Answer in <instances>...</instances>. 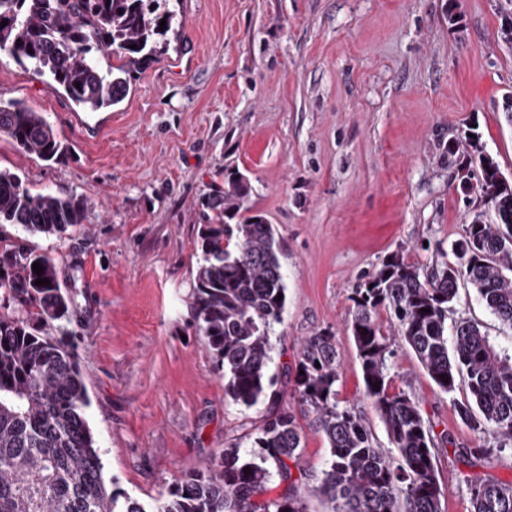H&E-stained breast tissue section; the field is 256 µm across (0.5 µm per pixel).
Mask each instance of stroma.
I'll list each match as a JSON object with an SVG mask.
<instances>
[{"instance_id": "stroma-1", "label": "stroma", "mask_w": 512, "mask_h": 512, "mask_svg": "<svg viewBox=\"0 0 512 512\" xmlns=\"http://www.w3.org/2000/svg\"><path fill=\"white\" fill-rule=\"evenodd\" d=\"M506 0H182L177 41L134 73L111 118L76 107L32 70L0 57V98L42 112L67 151L46 163L0 135V168L28 188L87 195L88 220L69 236L29 237L0 224V251L50 253L76 306L68 325L91 405L106 481L151 503L260 425L265 405L224 399V375L190 313L202 204L239 170L251 211L282 244L287 306L272 333L282 406L297 397L285 370L304 337L331 332L338 398L360 412L376 445L386 430L364 398L349 330L352 296L388 255L428 269L479 205L461 192L463 154L448 144L477 126L512 178V48L498 35ZM453 319L480 323L512 358V330L462 288ZM393 391L418 400L433 428L442 512H467L468 487L512 482V446L470 465L462 448L491 437L461 421L422 370L389 313Z\"/></svg>"}]
</instances>
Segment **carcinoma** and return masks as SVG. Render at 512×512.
I'll return each mask as SVG.
<instances>
[{
    "instance_id": "1",
    "label": "carcinoma",
    "mask_w": 512,
    "mask_h": 512,
    "mask_svg": "<svg viewBox=\"0 0 512 512\" xmlns=\"http://www.w3.org/2000/svg\"><path fill=\"white\" fill-rule=\"evenodd\" d=\"M179 3L0 0V55L48 76L80 110L100 112L119 104L132 72L158 54ZM0 134L43 162L65 151L43 113L22 99H0ZM459 149L475 161L461 169L459 186L476 184L480 202L496 210L499 163L473 128L464 142L448 146ZM252 193L248 178L226 172L224 194L207 203L215 215L203 214L191 314L224 371V399L268 408L246 445L225 448L212 467L185 474L150 504L106 483L87 421L80 355L63 327L75 299L63 289L54 257L27 247L0 252V307L25 310L0 315V512H307L308 494L331 504L329 512H441L432 429L418 402L392 390L383 310L394 314L398 335L440 392L452 394L463 379L468 396L457 404L460 418L499 446L512 444V362L470 321L456 323L448 337V312L461 284L512 330V223L497 214L491 224L477 209L456 243L459 262L426 273L392 253L356 288L350 331L364 397L394 448L389 456L375 446L360 413L337 398L341 363L329 332L301 344L294 379L299 411L280 406L270 374L271 333L283 320L286 275L275 228L246 206ZM90 206L86 195L33 192L18 173L0 169V224L60 237L85 223ZM35 262L44 268L40 275ZM39 278L50 284L36 285ZM300 413L313 416L329 448L315 484H303L292 470L304 448ZM275 478L281 491L268 498ZM469 502L468 512H512V483L479 480Z\"/></svg>"
}]
</instances>
